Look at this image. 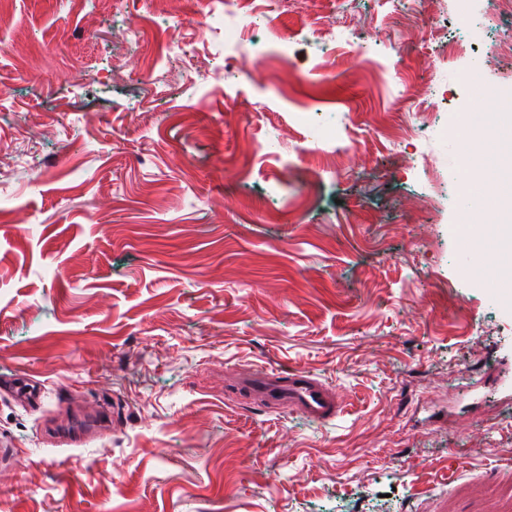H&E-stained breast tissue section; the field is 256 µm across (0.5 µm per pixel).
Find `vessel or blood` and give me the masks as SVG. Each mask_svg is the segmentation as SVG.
I'll list each match as a JSON object with an SVG mask.
<instances>
[{
  "label": "vessel or blood",
  "mask_w": 512,
  "mask_h": 512,
  "mask_svg": "<svg viewBox=\"0 0 512 512\" xmlns=\"http://www.w3.org/2000/svg\"><path fill=\"white\" fill-rule=\"evenodd\" d=\"M237 387L254 402L283 406L319 422L336 419L345 404V395L340 389L327 385L307 371L284 375L273 369L259 368L242 373L237 379ZM14 391L21 400L28 403L36 404L40 401L39 383L29 376H17ZM107 424L108 419L104 416L92 424L77 418L60 430L59 437L65 445L77 446L85 441L90 427L103 428Z\"/></svg>",
  "instance_id": "obj_1"
}]
</instances>
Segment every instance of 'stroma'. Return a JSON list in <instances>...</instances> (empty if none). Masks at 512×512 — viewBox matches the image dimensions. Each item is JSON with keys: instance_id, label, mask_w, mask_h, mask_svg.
<instances>
[{"instance_id": "1", "label": "stroma", "mask_w": 512, "mask_h": 512, "mask_svg": "<svg viewBox=\"0 0 512 512\" xmlns=\"http://www.w3.org/2000/svg\"><path fill=\"white\" fill-rule=\"evenodd\" d=\"M233 10L0 0V380L43 383L35 410L0 392V512H512V300L465 266L455 140L418 132L456 106L428 88L458 19ZM234 15L237 67L211 39ZM255 367L342 415L253 403ZM77 411L109 425L46 434ZM237 388L254 402L283 406L319 422L336 419L345 404L339 388L330 387L307 371L288 375L263 368L246 371L238 377ZM108 425V419L105 415L100 416L94 423L89 424L83 418L72 420L65 428L58 432L59 438L67 446H77L82 444L91 428H104Z\"/></svg>"}]
</instances>
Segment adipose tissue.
Wrapping results in <instances>:
<instances>
[{
	"instance_id": "obj_1",
	"label": "adipose tissue",
	"mask_w": 512,
	"mask_h": 512,
	"mask_svg": "<svg viewBox=\"0 0 512 512\" xmlns=\"http://www.w3.org/2000/svg\"><path fill=\"white\" fill-rule=\"evenodd\" d=\"M456 124L466 132L460 150L472 170L461 228L468 239L492 242L494 273L485 284L506 289L512 287V113L461 112Z\"/></svg>"
}]
</instances>
